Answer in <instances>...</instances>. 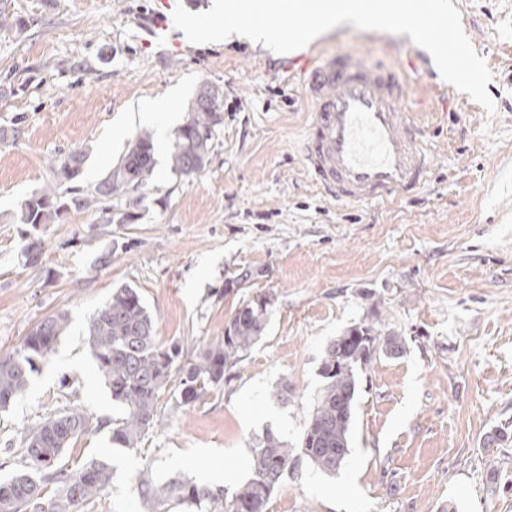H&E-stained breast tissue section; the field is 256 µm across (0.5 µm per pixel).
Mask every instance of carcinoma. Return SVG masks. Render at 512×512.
<instances>
[{
  "label": "carcinoma",
  "instance_id": "1",
  "mask_svg": "<svg viewBox=\"0 0 512 512\" xmlns=\"http://www.w3.org/2000/svg\"><path fill=\"white\" fill-rule=\"evenodd\" d=\"M30 21L0 9V31L22 33ZM219 91L200 92L192 105L193 116L175 142L174 170L191 175L204 168L210 142L219 124ZM83 155L73 153L52 163L54 182L32 194L21 205L18 221L36 226L54 224L70 208L101 206L103 222L112 223V208L103 206L114 195L147 184L154 171V144L147 132L129 142L121 161L97 184L94 194L78 196L65 187L80 172ZM270 300L259 296L240 305L230 319L227 334L209 340L190 356H182L177 343L162 344L140 292L121 286L87 327V345L112 397L122 410L112 422L92 421L75 406L48 414L36 429L21 437L24 468L0 483V512H78L103 491L112 479L110 467L92 461L79 471L66 469L61 457L66 448L87 433L91 424L111 427L115 448L139 449L144 432L158 422L159 405L173 379H178L182 405L191 406L205 394L219 390L237 376L248 350L268 326ZM69 323L67 312L41 321L14 355L0 359V409L24 393L52 352ZM405 345L396 333H380L371 326H354L326 348L320 366L323 385L307 419L300 446L268 430L252 441L251 475L232 495L224 490L172 478L159 483L151 469L139 479L142 503L148 512H171L172 505H187L196 512L209 506L224 512H267L275 490L288 471L305 461L324 473L334 474L349 453L350 430L357 393V371L376 356H397ZM51 482L56 489L43 493Z\"/></svg>",
  "mask_w": 512,
  "mask_h": 512
}]
</instances>
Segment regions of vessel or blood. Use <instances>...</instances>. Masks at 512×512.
Instances as JSON below:
<instances>
[{"instance_id": "b4317fda", "label": "vessel or blood", "mask_w": 512, "mask_h": 512, "mask_svg": "<svg viewBox=\"0 0 512 512\" xmlns=\"http://www.w3.org/2000/svg\"><path fill=\"white\" fill-rule=\"evenodd\" d=\"M312 106L302 159L316 187L343 204L393 202L421 193L431 153L406 111L415 86L396 67L357 54L289 57Z\"/></svg>"}]
</instances>
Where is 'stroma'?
<instances>
[{
    "instance_id": "35a3bbf8",
    "label": "stroma",
    "mask_w": 512,
    "mask_h": 512,
    "mask_svg": "<svg viewBox=\"0 0 512 512\" xmlns=\"http://www.w3.org/2000/svg\"><path fill=\"white\" fill-rule=\"evenodd\" d=\"M466 36L493 74L495 117L447 83L436 66L409 67L419 88L406 109L435 152L428 188L390 204L339 205L304 171L300 142L310 105L280 54L236 41L189 44L147 32L157 0H0L33 19L0 32V357L13 354L46 317L70 323L29 388L0 411V480L21 467L19 444L49 412L77 405L91 419L115 418L86 344L89 319L115 288H137L160 342L193 353L223 335L242 301H271L266 334L236 379L194 406L177 387L139 450L113 447L106 428L66 448L81 469L107 462L112 481L84 512H146L139 475L197 481V467L223 461L235 491L250 475L251 441L273 431L298 444L322 385L327 345L356 324L406 342L360 371L350 452L336 474L300 463L268 512H512V0H452ZM330 53L407 65L405 36L343 26L315 41ZM220 92L221 120L206 166L172 169L180 128L202 85ZM176 97L149 184L111 200L128 224L98 209L53 224L17 223L21 204L53 182L51 164L84 155L71 186L96 184L140 132V109ZM41 239L29 263L23 247ZM111 253L100 265L102 253ZM252 278L225 287L242 270ZM288 384L287 401L275 390Z\"/></svg>"
}]
</instances>
